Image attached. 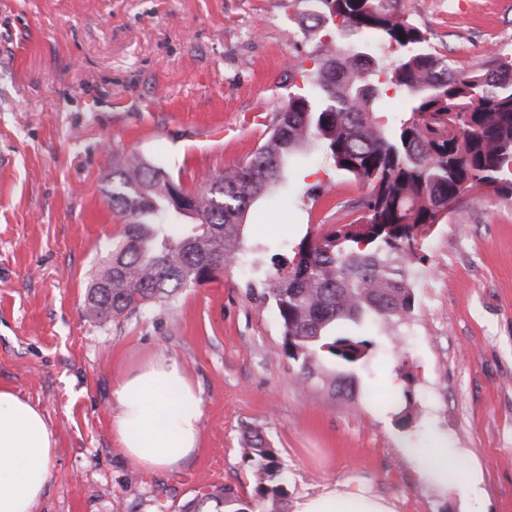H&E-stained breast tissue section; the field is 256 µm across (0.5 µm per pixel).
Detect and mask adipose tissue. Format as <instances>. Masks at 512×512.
<instances>
[{"instance_id":"obj_1","label":"adipose tissue","mask_w":512,"mask_h":512,"mask_svg":"<svg viewBox=\"0 0 512 512\" xmlns=\"http://www.w3.org/2000/svg\"><path fill=\"white\" fill-rule=\"evenodd\" d=\"M119 410L112 431L123 456L147 471L169 470L192 456L201 441L202 399L183 366L152 356L126 374L113 390ZM56 448L54 431L43 413L11 389L0 387V512H32L49 480ZM420 484L460 489L468 502L480 501L482 481L460 470L448 451L410 448ZM293 512H397L391 500L374 496L367 485L325 486L299 497Z\"/></svg>"}]
</instances>
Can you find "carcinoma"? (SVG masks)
<instances>
[{"label": "carcinoma", "instance_id": "1", "mask_svg": "<svg viewBox=\"0 0 512 512\" xmlns=\"http://www.w3.org/2000/svg\"><path fill=\"white\" fill-rule=\"evenodd\" d=\"M303 33L327 25L312 82L288 99L249 161L225 169L179 208L180 181L136 154L112 162V208L122 241L94 281L86 311L103 317L167 303L187 286L240 262L244 218L291 168L321 156L366 189L361 214L348 224L308 232L293 256L272 255L259 304L276 310L288 356L302 374L325 353L347 366L363 362L375 342L357 329L404 320L414 309L409 271L448 207L469 193L512 199V60L465 70L426 49L427 37L401 11L400 0H301ZM372 40L365 41L361 35ZM395 50L387 62L372 43ZM405 95V112L382 122L387 91ZM191 233L171 230L174 218ZM261 479L284 478L263 442L246 449Z\"/></svg>", "mask_w": 512, "mask_h": 512}]
</instances>
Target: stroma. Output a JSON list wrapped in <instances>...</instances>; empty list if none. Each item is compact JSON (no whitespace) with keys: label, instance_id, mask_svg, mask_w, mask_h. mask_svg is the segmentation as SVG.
Returning <instances> with one entry per match:
<instances>
[{"label":"stroma","instance_id":"1","mask_svg":"<svg viewBox=\"0 0 512 512\" xmlns=\"http://www.w3.org/2000/svg\"><path fill=\"white\" fill-rule=\"evenodd\" d=\"M431 51L465 69L512 54V0H401ZM302 0H0V386L42 411L57 448L33 512H182L229 493L264 512L261 437L297 496L353 478L399 512H465L421 486L407 446L480 470L484 512H512V199L466 196L410 270V318L378 329L362 365L321 356L299 382L275 310L248 289L272 244L357 217L364 188L322 158L248 212L244 262L170 304L87 315L121 240L112 161L135 153L186 189L247 162L315 68ZM325 192L307 200L306 189ZM402 355H395L391 341ZM199 387L201 443L171 470L125 458L112 392L153 355ZM345 373L353 394H336ZM256 440L259 442L253 443L255 440H252L248 445L249 448H245V450L248 457L255 461L257 476L261 480L272 481V479L276 477H279L281 480H285L284 475L277 469L273 453L263 446L262 439Z\"/></svg>","mask_w":512,"mask_h":512}]
</instances>
